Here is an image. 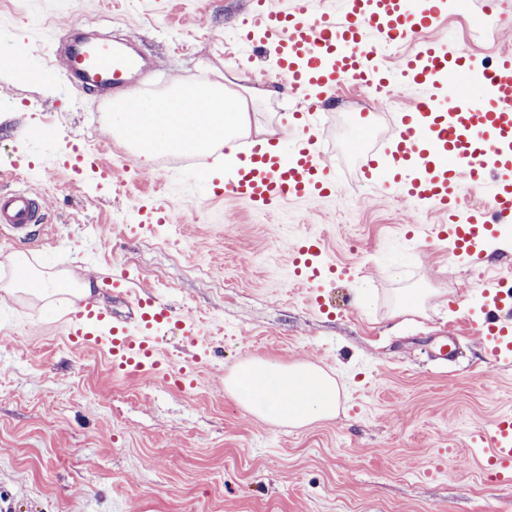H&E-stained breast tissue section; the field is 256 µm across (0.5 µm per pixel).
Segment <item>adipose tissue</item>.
Here are the masks:
<instances>
[{"label":"adipose tissue","instance_id":"1","mask_svg":"<svg viewBox=\"0 0 512 512\" xmlns=\"http://www.w3.org/2000/svg\"><path fill=\"white\" fill-rule=\"evenodd\" d=\"M227 389L250 412L275 424L301 428L337 412L338 386L315 366L248 360L236 367Z\"/></svg>","mask_w":512,"mask_h":512}]
</instances>
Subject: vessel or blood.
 I'll use <instances>...</instances> for the list:
<instances>
[{"label":"vessel or blood","mask_w":512,"mask_h":512,"mask_svg":"<svg viewBox=\"0 0 512 512\" xmlns=\"http://www.w3.org/2000/svg\"><path fill=\"white\" fill-rule=\"evenodd\" d=\"M453 7V0H286L279 7L258 0L239 36L256 51L273 47L278 73L303 99L310 91L336 87L345 77L355 87L378 89L399 81L417 89L415 104L399 114L394 167L382 168L373 156L362 171L368 178L382 177L398 196L447 213V223L434 225L432 234L451 237L458 253L477 258L496 224L512 220V52H502L494 66L480 69L451 52L446 41L431 39ZM412 39L417 47L403 56L398 69H390L385 48ZM139 67V58L103 41L70 48L38 75H60L77 88L127 93ZM474 81L482 87L476 105L469 93ZM316 112L313 105L303 112L299 135L285 145L249 146L245 167L228 187H214V195L227 192L268 213L335 195L336 171L312 123ZM463 177L481 195L465 209L458 196ZM42 209L31 192H0L1 225L37 223ZM324 253L322 238H300L291 259L299 284L312 286L330 273ZM483 294L486 301L475 322L481 341L494 358H512V290L490 279ZM136 304L138 314L121 322L92 302L78 303L65 334L74 345L104 351L113 374L123 376L163 369L159 339L168 330L187 346L206 348L194 321L148 299L137 298ZM469 453L493 481L512 484V416L502 415L490 430L474 435Z\"/></svg>","instance_id":"b4317fda"}]
</instances>
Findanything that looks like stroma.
Here are the masks:
<instances>
[{
  "instance_id": "35a3bbf8",
  "label": "stroma",
  "mask_w": 512,
  "mask_h": 512,
  "mask_svg": "<svg viewBox=\"0 0 512 512\" xmlns=\"http://www.w3.org/2000/svg\"><path fill=\"white\" fill-rule=\"evenodd\" d=\"M252 2L0 0V53L22 48L35 70L45 45L74 34L129 35L158 61L140 90L225 78L251 99L252 124L286 125L306 101L275 76L273 52L235 46ZM433 36L491 65L512 50V0H464ZM27 72L0 79V190L44 197L37 225L0 228V512H512V485L468 457L470 433L512 412V362L472 326L483 281L512 273V223L498 225L485 263L456 255L423 233L442 223L435 209L363 181L349 150L368 115L382 150L415 90L326 92L321 145L337 192L265 214L176 192L182 156L142 164L109 129L106 97ZM72 143L111 176L71 183L58 162ZM158 183L170 220L136 231L138 200ZM307 234L342 271L315 291L292 278ZM20 253L70 284L91 281L90 301L118 318L135 315L140 294L198 323L210 352L196 388L121 378L100 351L72 347L66 300L5 291ZM416 288L417 310L398 315ZM448 336L455 355L438 359ZM246 359L321 368L339 387L336 415L292 428L251 413L225 387Z\"/></svg>"
}]
</instances>
